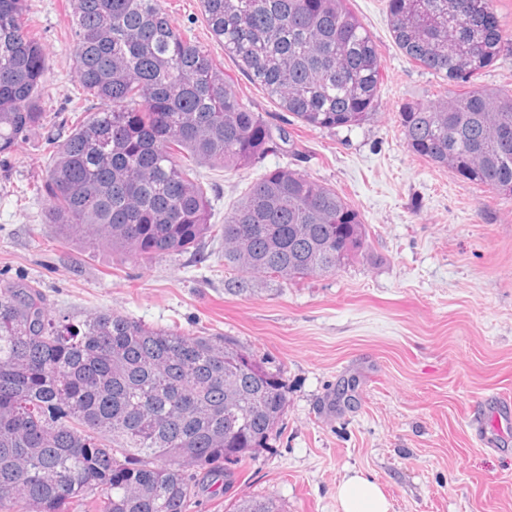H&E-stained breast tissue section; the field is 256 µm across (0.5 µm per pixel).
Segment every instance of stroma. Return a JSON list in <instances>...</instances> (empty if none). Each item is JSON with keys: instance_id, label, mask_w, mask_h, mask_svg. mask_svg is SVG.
Segmentation results:
<instances>
[{"instance_id": "obj_1", "label": "stroma", "mask_w": 512, "mask_h": 512, "mask_svg": "<svg viewBox=\"0 0 512 512\" xmlns=\"http://www.w3.org/2000/svg\"><path fill=\"white\" fill-rule=\"evenodd\" d=\"M162 2L243 102L287 132L251 166L198 167L212 223L223 224L266 171L288 167L360 212L365 253L336 272L285 282L225 268L218 235L165 257L89 249L46 221L48 204L34 193L48 158L37 130L0 156V283L38 284L54 313L112 310L150 327L232 336L281 368V434L222 492L203 493L194 512L271 492L285 512H339L336 489L354 474L382 487L390 512H512V436L479 420L487 397H512V197L410 152L398 120L402 104H436L456 85L397 47L386 0H348L381 59L375 116L348 130L308 127L225 54L199 0ZM28 5L30 29L49 52V120L95 111L75 79L71 0ZM343 381L354 385L353 402L330 409Z\"/></svg>"}]
</instances>
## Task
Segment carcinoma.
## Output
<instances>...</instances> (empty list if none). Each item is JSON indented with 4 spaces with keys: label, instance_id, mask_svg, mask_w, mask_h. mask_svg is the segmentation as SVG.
<instances>
[{
    "label": "carcinoma",
    "instance_id": "cac0c4a2",
    "mask_svg": "<svg viewBox=\"0 0 512 512\" xmlns=\"http://www.w3.org/2000/svg\"><path fill=\"white\" fill-rule=\"evenodd\" d=\"M347 0H200L224 51L299 122L352 128L373 117L376 45ZM75 78L100 108L51 151L47 220L89 245L145 257L197 250L212 201L178 157L228 169L278 150L209 52L161 0H72ZM396 45L467 83L512 48L493 0H387ZM49 55L27 0H0V155L45 127ZM409 151L512 196V94L473 87L398 112ZM224 264L285 281L362 254L360 213L335 190L277 167L224 216ZM279 369L229 336L154 328L120 313H51L31 284L0 285V512H193L284 424ZM228 512H284L276 495Z\"/></svg>",
    "mask_w": 512,
    "mask_h": 512
}]
</instances>
